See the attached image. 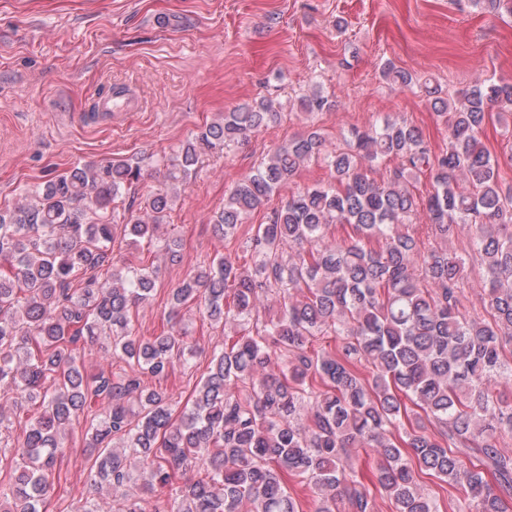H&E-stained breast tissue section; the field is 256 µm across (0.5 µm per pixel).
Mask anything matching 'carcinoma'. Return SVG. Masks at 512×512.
Wrapping results in <instances>:
<instances>
[{"label":"carcinoma","mask_w":512,"mask_h":512,"mask_svg":"<svg viewBox=\"0 0 512 512\" xmlns=\"http://www.w3.org/2000/svg\"><path fill=\"white\" fill-rule=\"evenodd\" d=\"M469 2L512 16V0ZM380 74L425 91L448 145L435 152L421 128L389 116L351 128L331 151L316 129L292 136L226 195L212 224L237 247L169 289L158 335L139 336L133 324L155 271L113 253L116 230L131 249L179 261L181 242L161 229L181 187L202 155L277 121L271 102L237 107L187 140L163 186L120 226L106 214L143 179L122 159L77 165L0 208V397L36 407L17 427L0 408L13 463L0 512H41L66 429L82 414L89 447L104 449L93 485L107 487L118 512H146L127 494L139 479L168 490L166 512H302L285 474L301 479L313 512H374L348 464L360 448L379 457L394 512H439L421 472L458 491L454 512H512V400L498 389L512 381V186L480 140L492 108L512 106V81L444 97L390 62ZM299 105L308 114L331 107L317 82ZM315 161L333 182L301 188L241 231ZM105 266L112 274L102 281ZM475 268L484 294L471 312ZM269 295L280 301L275 317L261 307ZM190 307L224 328V343L178 411L144 377L190 365L195 348L181 327ZM317 336L334 347L313 348ZM102 337L104 354L125 368L90 377L78 343Z\"/></svg>","instance_id":"carcinoma-1"}]
</instances>
